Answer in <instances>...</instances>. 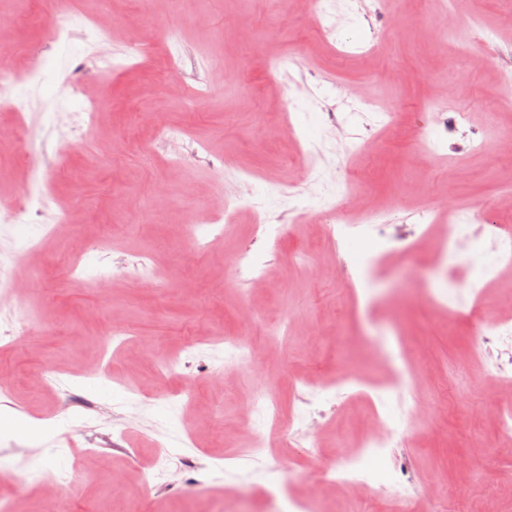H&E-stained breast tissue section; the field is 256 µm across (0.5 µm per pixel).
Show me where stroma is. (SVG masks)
Listing matches in <instances>:
<instances>
[{
    "mask_svg": "<svg viewBox=\"0 0 512 512\" xmlns=\"http://www.w3.org/2000/svg\"><path fill=\"white\" fill-rule=\"evenodd\" d=\"M69 8L83 23L53 46L43 31L57 0H0V72L39 70L15 85L23 117L0 110V200L40 195L79 220L61 231L0 223V278L22 285L13 315L0 314V331L15 316L26 323L24 336L0 342V402L23 421L0 434V512H286L289 499L312 497L325 512H483L487 481L501 512H512V447H500L494 421L498 408L512 405V379L479 348L494 321L512 323V300L501 288L512 282V265L491 256L478 267L488 318L429 310L405 271L434 264L439 236L431 234L415 254L388 257L375 291L395 299L362 319L356 295L329 276L326 234L335 218L326 203L348 175L370 186L373 203L388 205L393 230L405 234L427 217L461 224L477 211L512 225V206L499 198L512 185V150L503 149L493 172L474 148L512 131V71L500 63L512 50V6L461 0L473 25L460 35L481 58L462 89L443 81L456 45L433 47L420 30L436 19L438 0H364L355 8L331 0L319 25L313 0H69ZM388 37L397 42L392 56L374 49ZM140 42L151 43L154 60L132 56ZM171 52L184 81L170 82L156 67ZM272 55L305 63L319 101H288L284 78L267 69ZM233 68L241 82L228 91ZM198 77L209 95L196 101L190 90ZM365 80L378 85L381 109L359 108L346 148L338 88ZM435 98L447 101L450 127L431 140ZM90 100L100 104L98 121L84 127L56 172L51 146L67 132L58 115ZM154 112L183 129L184 141H160ZM189 142L198 148L194 162L169 164ZM244 171L254 196L222 237H190L186 213L222 210ZM401 181L422 182L432 196L456 184L460 206L451 215L429 209L425 196L397 191ZM162 185L190 191L152 206ZM260 211L280 215L285 233L278 261L258 287L246 288L233 271L258 236ZM117 260L130 269L146 263L168 288L113 278L111 300L100 307L94 281ZM244 308L253 313L247 323L238 319ZM116 323L128 336L104 346ZM224 336L261 345L269 376L225 364ZM393 340L412 369L400 397L387 390L384 370L367 366L370 344ZM176 353L179 370L159 377V365ZM355 368L366 369V388L337 398V378ZM268 385L284 415L302 386L317 400L336 399L338 409L312 440L283 443L278 427L243 407ZM376 413L404 435L397 463L436 486L435 496L387 502L320 485V473L357 449ZM161 446L181 463L176 476L155 470ZM91 448L97 454L89 459ZM472 455L483 465L467 468ZM60 470L71 480L50 490L47 480ZM274 478L288 496L270 502Z\"/></svg>",
    "mask_w": 512,
    "mask_h": 512,
    "instance_id": "stroma-1",
    "label": "stroma"
}]
</instances>
